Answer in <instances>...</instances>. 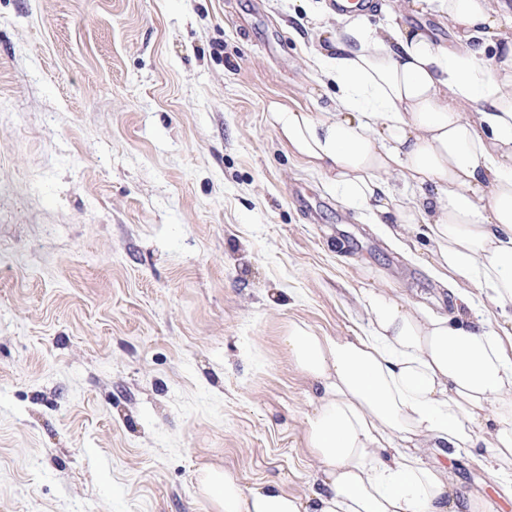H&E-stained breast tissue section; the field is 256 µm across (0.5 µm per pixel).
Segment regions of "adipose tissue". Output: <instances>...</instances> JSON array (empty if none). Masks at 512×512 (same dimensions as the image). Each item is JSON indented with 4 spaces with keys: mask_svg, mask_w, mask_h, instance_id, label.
I'll return each instance as SVG.
<instances>
[{
    "mask_svg": "<svg viewBox=\"0 0 512 512\" xmlns=\"http://www.w3.org/2000/svg\"><path fill=\"white\" fill-rule=\"evenodd\" d=\"M401 2L452 22L453 46L337 16L316 54L336 89L328 111L274 101L268 121L346 206L399 231L426 226L440 277L457 283L454 311L429 316L362 288L361 334L290 323L288 357L313 387L316 485L294 495L207 465L198 483L214 512H497L448 468L481 443L476 465L512 484V339L479 318L472 294L485 287L512 307V0ZM394 176L413 194H396Z\"/></svg>",
    "mask_w": 512,
    "mask_h": 512,
    "instance_id": "1",
    "label": "adipose tissue"
}]
</instances>
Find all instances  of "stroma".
<instances>
[{"instance_id": "1", "label": "stroma", "mask_w": 512, "mask_h": 512, "mask_svg": "<svg viewBox=\"0 0 512 512\" xmlns=\"http://www.w3.org/2000/svg\"><path fill=\"white\" fill-rule=\"evenodd\" d=\"M332 5L0 0V512H213L206 463L304 494L289 323L354 335L359 288L451 314L425 227L341 203L267 120L323 111Z\"/></svg>"}]
</instances>
